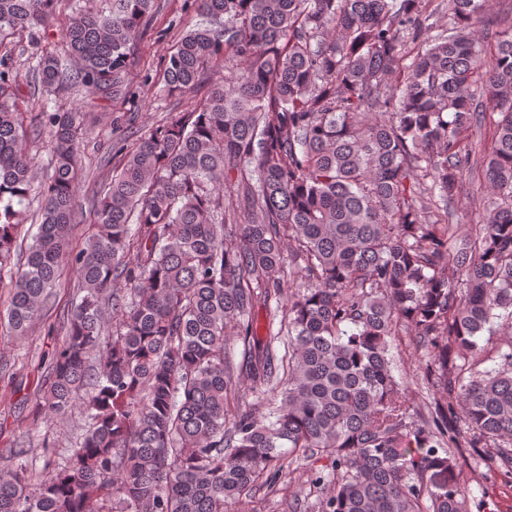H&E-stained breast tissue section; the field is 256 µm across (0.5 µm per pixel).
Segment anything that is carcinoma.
<instances>
[{
	"instance_id": "1",
	"label": "carcinoma",
	"mask_w": 512,
	"mask_h": 512,
	"mask_svg": "<svg viewBox=\"0 0 512 512\" xmlns=\"http://www.w3.org/2000/svg\"><path fill=\"white\" fill-rule=\"evenodd\" d=\"M422 2L193 0L201 23L163 61L167 92L195 91L218 59L240 70L117 146L76 251L79 114L38 113L53 172L18 265L35 157L0 70V327L25 335L72 266L80 298L33 421L83 417L33 495L29 449H9L0 512H224L314 456L331 461L315 478L326 512H471L452 449L494 448L512 475V339L475 368L484 333L512 318V26L488 59L483 0H448L443 29ZM56 4L0 0V37L44 25ZM153 7L79 13L36 65L43 87L127 94ZM488 120L497 200L459 243L448 204ZM261 308L280 317L264 338ZM403 326L429 354L422 426L391 369ZM243 373L272 404L264 420L242 400Z\"/></svg>"
}]
</instances>
